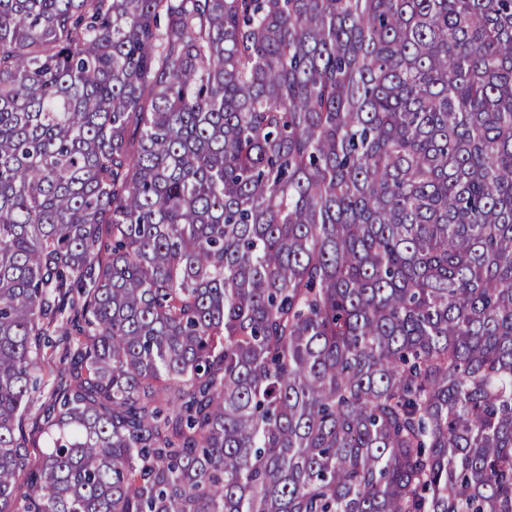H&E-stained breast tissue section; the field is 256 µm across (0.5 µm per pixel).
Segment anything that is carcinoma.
<instances>
[{"label":"carcinoma","mask_w":512,"mask_h":512,"mask_svg":"<svg viewBox=\"0 0 512 512\" xmlns=\"http://www.w3.org/2000/svg\"><path fill=\"white\" fill-rule=\"evenodd\" d=\"M0 512H512V0H0ZM46 393L43 395V397H40L32 406L29 415L27 417V420L25 421V432L27 439L29 441V456L31 459V466L35 465L39 459L40 452L42 450V443H43V435L41 433V424L38 422L35 423V418H40V404L41 402H44L46 399ZM35 447V448H33Z\"/></svg>","instance_id":"cac0c4a2"}]
</instances>
